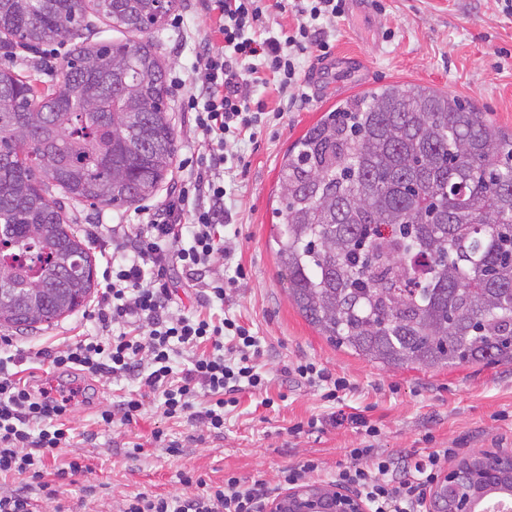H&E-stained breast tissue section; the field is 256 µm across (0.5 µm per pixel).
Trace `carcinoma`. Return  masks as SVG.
Segmentation results:
<instances>
[{"mask_svg":"<svg viewBox=\"0 0 512 512\" xmlns=\"http://www.w3.org/2000/svg\"><path fill=\"white\" fill-rule=\"evenodd\" d=\"M175 0H0L5 54L81 40L51 93L0 69V326L69 315L93 262L62 201L125 207L177 153L147 40L89 43L86 13L148 34ZM274 255L288 298L338 351L396 368L512 365V134L408 83L341 101L286 151Z\"/></svg>","mask_w":512,"mask_h":512,"instance_id":"cac0c4a2","label":"carcinoma"}]
</instances>
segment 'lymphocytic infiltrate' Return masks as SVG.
<instances>
[{
    "instance_id": "f902f5d3",
    "label": "lymphocytic infiltrate",
    "mask_w": 512,
    "mask_h": 512,
    "mask_svg": "<svg viewBox=\"0 0 512 512\" xmlns=\"http://www.w3.org/2000/svg\"><path fill=\"white\" fill-rule=\"evenodd\" d=\"M267 0H212L218 13L220 44H205L197 57V88L183 102L211 163L197 167L193 179L175 186L146 230L128 237L121 225L112 227V257L104 271L105 287L93 311L101 333L84 336L30 357H0V475L29 474L28 483L0 486V512H36L42 498L57 494L46 481V460L57 448L72 447L71 407L83 390H58L24 374L30 359L46 360L60 371H79L99 381L131 380L162 400L170 419L202 424L210 433L224 432V419L237 407L243 390H267L264 352L256 336L236 317L172 312L173 269L195 276L206 301H224L245 273L211 275L217 251L215 228L224 220L226 185L215 170L224 165L228 138L254 133L266 112L254 100L256 88L276 84L287 92L300 82V58L311 51L328 52L324 19L338 17L344 0H295V26L272 30L263 17ZM188 365L175 370L179 356ZM288 376L323 389L326 400L351 390L350 381L313 362H296ZM330 425H349L363 445L349 449L350 462L338 467L335 483L358 490L371 512H423L425 492L433 486L454 451L437 448L385 454L375 443L379 422L362 410L334 412ZM319 458L280 471L276 485L294 486L320 472ZM188 495L139 494L122 500L117 512H259L273 486L248 483L225 474L223 483L209 484L194 472L180 475Z\"/></svg>"
}]
</instances>
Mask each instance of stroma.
<instances>
[{
  "label": "stroma",
  "instance_id": "1",
  "mask_svg": "<svg viewBox=\"0 0 512 512\" xmlns=\"http://www.w3.org/2000/svg\"><path fill=\"white\" fill-rule=\"evenodd\" d=\"M504 0H365L363 6L346 4L341 17L326 27L333 44L329 57L307 54L301 60L300 90L306 100L269 118L254 140L229 142L228 155L241 154L249 166L237 175L225 199L226 224L217 225L216 241L223 251L212 259L213 272L243 265L247 278L225 304L206 305L184 277L170 288L174 310H210L240 318L258 336L269 354L263 359L271 381L267 394L249 390L239 395L236 409L227 415L224 433L214 436L201 424L165 418L154 398L144 400L136 422L105 427L97 423L100 407L135 390L132 382L96 387L89 402L76 406L70 425L76 432H97L81 448H57L47 459L49 470L68 465L81 456L88 472L68 477L58 498L44 500L41 512H85V489L95 486L97 497L110 503L129 495L173 494L187 491L177 475L194 470L206 482L220 483L232 472L246 481L275 483L282 468L313 455L323 462L320 483H327L346 451L360 445L349 426L324 425L295 438L288 429L310 417H328L347 408H370L382 425L376 446L387 453L453 447L458 457L483 448H512V365H455L426 370L386 368L331 347L307 324L288 299V284L276 263L273 236L277 219L273 196L283 152L304 130L336 102L355 93L390 82L431 86L475 105L504 131H512V16ZM215 18L205 0H179L153 42L168 70L169 104L178 132V158L193 154L201 135L180 97L194 86L193 65L202 46L219 42ZM65 51L25 52L8 58L0 67L55 83ZM193 169L174 167L155 196L124 208L106 205L73 207L79 232L99 227L100 241L91 245L95 273L104 268V250L111 245L113 225L127 235L149 224L165 196L178 181L192 178ZM94 299L76 312L30 334L0 327V354L34 352L56 347L70 337L96 335L92 317ZM310 360L347 376L354 384L342 400L327 402L316 388L288 380L285 365ZM271 405H263V397ZM161 429L179 444L172 453L156 445L154 430ZM142 444L138 459H129L128 443Z\"/></svg>",
  "mask_w": 512,
  "mask_h": 512
}]
</instances>
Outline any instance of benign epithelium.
<instances>
[{
    "mask_svg": "<svg viewBox=\"0 0 512 512\" xmlns=\"http://www.w3.org/2000/svg\"><path fill=\"white\" fill-rule=\"evenodd\" d=\"M465 463L469 479H464L459 465L444 471L429 494L428 512H480L487 466H499L512 475V448L482 449L466 457ZM266 512H368V507L338 484L307 483L288 489Z\"/></svg>",
    "mask_w": 512,
    "mask_h": 512,
    "instance_id": "7a95c632",
    "label": "benign epithelium"
}]
</instances>
